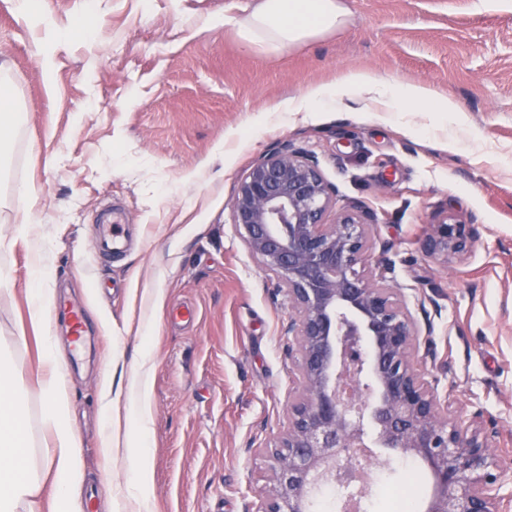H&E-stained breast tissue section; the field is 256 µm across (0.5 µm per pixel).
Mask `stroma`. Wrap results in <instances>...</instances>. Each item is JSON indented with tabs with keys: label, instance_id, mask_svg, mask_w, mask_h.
I'll use <instances>...</instances> for the list:
<instances>
[{
	"label": "stroma",
	"instance_id": "1",
	"mask_svg": "<svg viewBox=\"0 0 512 512\" xmlns=\"http://www.w3.org/2000/svg\"><path fill=\"white\" fill-rule=\"evenodd\" d=\"M252 0H41L19 16L0 0V58L27 115L0 170V346L28 392L34 448L44 437L43 337L56 340L70 387L88 502L84 512H246L267 484L288 427L296 356L291 308L232 219L237 179L292 141L314 154L341 204L375 218L373 259L406 297L451 409L493 435L512 512V0H340L345 25L275 54L242 45ZM354 69L419 83L459 112H284L281 104ZM39 194L33 236L17 189ZM125 213V245L100 263L96 212ZM479 227L471 251L426 257L431 223ZM42 254L56 294L83 309L84 355L64 320L32 326L29 264ZM152 356L149 504L102 453L104 380L126 389ZM374 492L360 512H391L389 486L428 465L373 451Z\"/></svg>",
	"mask_w": 512,
	"mask_h": 512
}]
</instances>
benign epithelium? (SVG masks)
<instances>
[{"mask_svg": "<svg viewBox=\"0 0 512 512\" xmlns=\"http://www.w3.org/2000/svg\"><path fill=\"white\" fill-rule=\"evenodd\" d=\"M336 200L318 160L293 142L264 154L234 188L233 223L288 297L284 333L298 358L288 428L262 449L271 475L247 512H313L325 483L343 489L340 512H351L367 485L348 473L369 465L355 449L370 432L377 447L428 464L437 492L427 512H500L489 435L440 399L417 322L384 276L390 262L369 253L372 215ZM477 235L448 217L430 224L423 251L461 257Z\"/></svg>", "mask_w": 512, "mask_h": 512, "instance_id": "benign-epithelium-1", "label": "benign epithelium"}]
</instances>
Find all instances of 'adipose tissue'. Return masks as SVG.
I'll return each mask as SVG.
<instances>
[{
    "mask_svg": "<svg viewBox=\"0 0 512 512\" xmlns=\"http://www.w3.org/2000/svg\"><path fill=\"white\" fill-rule=\"evenodd\" d=\"M344 23L345 12L338 0H257L238 27L246 47L276 53L339 29ZM326 101L339 105L355 102L363 112H402L415 104L429 112L459 110L456 102L436 98L425 85H404L366 71L347 72L333 86H321L289 99L286 109L313 112ZM43 361L52 374L37 380L45 402L40 426L49 435L50 443L37 451L27 433L25 397L14 385L9 358L0 355V386L7 392L6 399L0 401V512H42L41 492L47 481L54 490V512H83L78 435L72 424L68 387L59 369L54 339H46ZM152 368L150 355H142L125 393L114 392L108 381L100 390V407L107 421L102 452L110 458L123 457L130 475L126 491L135 498L144 497L148 485ZM118 414L124 417L125 428L121 431L112 426Z\"/></svg>",
    "mask_w": 512,
    "mask_h": 512,
    "instance_id": "obj_1",
    "label": "adipose tissue"
}]
</instances>
